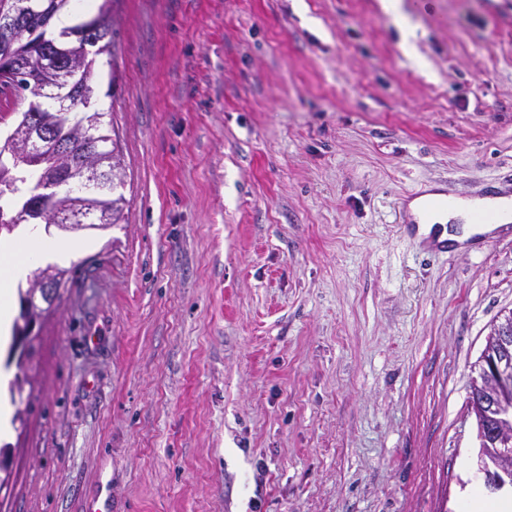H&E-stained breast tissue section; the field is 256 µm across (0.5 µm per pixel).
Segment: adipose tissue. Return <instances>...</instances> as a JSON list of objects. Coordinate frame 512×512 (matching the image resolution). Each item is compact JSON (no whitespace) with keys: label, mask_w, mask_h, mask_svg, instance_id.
Returning a JSON list of instances; mask_svg holds the SVG:
<instances>
[{"label":"adipose tissue","mask_w":512,"mask_h":512,"mask_svg":"<svg viewBox=\"0 0 512 512\" xmlns=\"http://www.w3.org/2000/svg\"><path fill=\"white\" fill-rule=\"evenodd\" d=\"M431 224L448 225V239L464 244L478 235H494L512 222V198L473 197L455 199L451 209L431 212ZM83 248L72 241L59 246L44 242L40 229L26 227L14 242H0V343L9 338L12 323V290L17 282L26 280L34 261L62 263L74 258Z\"/></svg>","instance_id":"obj_1"}]
</instances>
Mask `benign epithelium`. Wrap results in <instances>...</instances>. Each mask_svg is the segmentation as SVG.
Listing matches in <instances>:
<instances>
[{"instance_id": "obj_1", "label": "benign epithelium", "mask_w": 512, "mask_h": 512, "mask_svg": "<svg viewBox=\"0 0 512 512\" xmlns=\"http://www.w3.org/2000/svg\"><path fill=\"white\" fill-rule=\"evenodd\" d=\"M33 45L39 49V62L26 66L29 79L37 84L43 82L47 72L53 70L58 61L50 50L44 28L31 32ZM60 119L50 114L25 116L15 126L7 138V148L23 165L40 168L48 160L63 159L71 156L72 143L59 133ZM110 171L95 163H73L61 171L55 182L42 188L43 201L49 203L60 198V189L72 193L74 185H92L96 188ZM61 221L58 228H73L78 221L81 227L97 221L93 209H83L74 215L69 211L57 215ZM59 285L47 273H40L35 284L20 299V314L15 329L14 355L17 361L26 358L29 344L38 334L42 310L54 306L58 298ZM471 414L480 423L484 432L486 446L493 449L495 464L491 467L478 464L485 476V485L492 491L505 486L512 487V313L499 318L491 327L485 346L478 360V374L472 379Z\"/></svg>"}]
</instances>
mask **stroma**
<instances>
[{"instance_id":"obj_1","label":"stroma","mask_w":512,"mask_h":512,"mask_svg":"<svg viewBox=\"0 0 512 512\" xmlns=\"http://www.w3.org/2000/svg\"><path fill=\"white\" fill-rule=\"evenodd\" d=\"M125 221L34 343L7 512H461L512 231L429 256L405 197L512 190V0H115Z\"/></svg>"}]
</instances>
